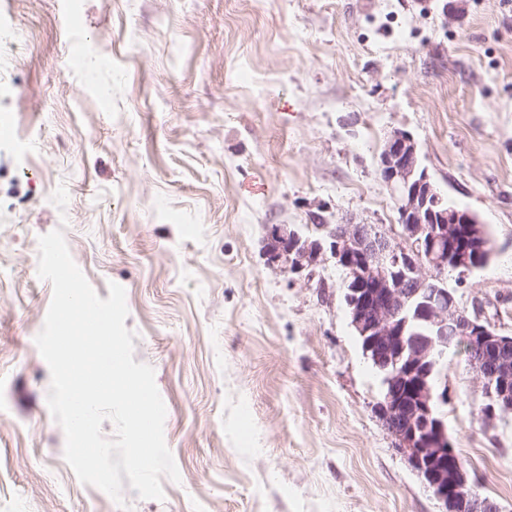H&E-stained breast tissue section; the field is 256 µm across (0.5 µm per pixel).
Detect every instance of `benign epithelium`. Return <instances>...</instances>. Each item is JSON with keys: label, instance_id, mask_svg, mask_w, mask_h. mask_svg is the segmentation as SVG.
<instances>
[{"label": "benign epithelium", "instance_id": "1", "mask_svg": "<svg viewBox=\"0 0 512 512\" xmlns=\"http://www.w3.org/2000/svg\"><path fill=\"white\" fill-rule=\"evenodd\" d=\"M378 173L392 191L399 224H338L325 237L274 225L264 247L267 265L294 273L331 260L346 270L343 283L351 327L365 353L388 370V392L378 416L398 449L432 492L441 512H499L469 487L464 466L435 416L434 365L459 340L468 345L476 380L491 399L489 417L512 412V336L491 330L481 314L461 308L448 289V268L461 276L476 270L485 246L479 217L441 207V193L423 169L418 145L407 132L385 140ZM422 321L428 334L408 332Z\"/></svg>", "mask_w": 512, "mask_h": 512}]
</instances>
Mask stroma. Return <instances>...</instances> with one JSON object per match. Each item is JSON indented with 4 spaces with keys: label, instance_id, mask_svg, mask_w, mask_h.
<instances>
[{
    "label": "stroma",
    "instance_id": "obj_1",
    "mask_svg": "<svg viewBox=\"0 0 512 512\" xmlns=\"http://www.w3.org/2000/svg\"><path fill=\"white\" fill-rule=\"evenodd\" d=\"M0 512H122L82 484L35 338L62 230L100 298L126 290L181 480L132 512H440L393 446L341 271L266 264L275 224L397 223L377 174L410 133L495 255L464 283L512 334V0H0ZM435 379L480 498L512 512V412L463 352Z\"/></svg>",
    "mask_w": 512,
    "mask_h": 512
}]
</instances>
